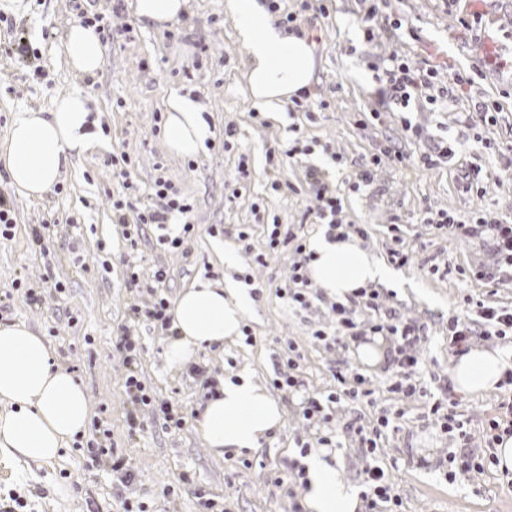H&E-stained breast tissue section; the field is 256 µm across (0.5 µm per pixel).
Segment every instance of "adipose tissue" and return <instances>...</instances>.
I'll return each mask as SVG.
<instances>
[{"label": "adipose tissue", "mask_w": 512, "mask_h": 512, "mask_svg": "<svg viewBox=\"0 0 512 512\" xmlns=\"http://www.w3.org/2000/svg\"><path fill=\"white\" fill-rule=\"evenodd\" d=\"M224 13L234 20L237 39L248 52L246 83L251 98L270 118H277L291 97L313 83L316 59L311 43L276 27L261 0H224ZM67 47L78 72L93 75L102 69L104 50L94 27L71 26ZM165 112L163 133L170 152L194 156L205 150L214 133L199 102L174 91L165 101ZM90 115L86 98L77 93L57 98L49 111L19 113L0 143V166L11 185L28 198H41L62 167L99 147ZM308 249L311 280L328 297L344 300L357 289L398 279L356 235L337 240L321 233L310 240ZM253 305L248 288L228 276L198 279L183 288L170 311L174 334L165 347L169 364L185 365L198 349L238 338ZM511 369V354L474 347L456 357L450 376L456 391L478 395L496 389ZM216 391L196 422L214 455H242L261 447L283 427V405L250 369H241L236 379L220 380ZM0 401L11 406L0 415V447L33 461L57 459L90 422L81 382L53 360L41 336L22 324L0 323ZM328 454L321 448L305 460L306 512H360L358 491L340 480Z\"/></svg>", "instance_id": "obj_1"}]
</instances>
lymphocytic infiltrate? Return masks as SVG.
Returning <instances> with one entry per match:
<instances>
[{"label": "lymphocytic infiltrate", "mask_w": 512, "mask_h": 512, "mask_svg": "<svg viewBox=\"0 0 512 512\" xmlns=\"http://www.w3.org/2000/svg\"><path fill=\"white\" fill-rule=\"evenodd\" d=\"M473 83V77L461 71L443 78L436 69L415 67L396 59L393 60L391 68L385 71V83L378 90L377 99L381 111L384 112L412 105L422 109L455 101L458 94ZM131 166V158L126 154L112 165L113 176L124 179V187L131 196L129 202L116 201L112 204V221L124 225L126 239L131 241L138 237L142 225L145 224L166 226L175 214L182 218L183 233L191 232L192 207L181 198L180 191L172 180L163 175L158 176L150 193L141 194L138 187L128 180ZM307 176L314 188V199L306 209L307 214L313 215L316 223L326 226L338 238H345L350 224L343 215L340 198L330 193L317 170H309ZM422 221L434 225L437 230L455 239L476 241L492 251L497 257L496 264L477 273L478 279L486 285L497 287L512 283V221L507 217L483 210L469 220L445 212L424 215ZM269 247L272 251L291 255L288 276L280 288L281 296L291 306L308 308L310 300L307 291L310 282L303 272L308 257L302 238L290 232L281 235L274 231L270 234ZM461 304L465 309L464 314H455L448 318V339L455 354L466 353L473 336H504L512 333L511 308L490 306L469 294L462 297ZM331 309L336 315L335 321L315 331L314 339L324 348L332 349L348 346L349 342L369 336L385 338L391 347L386 379L395 406L383 409L374 426L350 423L344 431H337L334 424V405H355L373 394L368 380L362 374H349L339 370L334 375L336 390L325 395L307 397L303 417L319 430V447H339L338 437L343 434L354 440L361 455L371 458V465L366 466L360 473L364 487V512H398L402 500L388 483L384 469L374 464L373 459L383 429L403 420L405 406L427 395L425 387L417 379V347L424 338L426 326L417 321L401 319L396 309L387 306L383 296L374 288L359 289L347 303L332 304ZM120 352L126 369L125 393L131 406L127 418L130 432L142 431L145 420L149 417L173 423L177 428L181 427L183 421L174 417L170 401L151 395L140 377L142 346L139 337L130 332L125 333ZM459 407V402L449 393L432 404L431 413L443 432H454L458 435L457 450L450 455V463L464 474L483 471L487 449L493 448L503 436H512V396L499 403L497 413L489 419L483 430V441L479 444L475 443L470 432L465 429Z\"/></svg>", "instance_id": "lymphocytic-infiltrate-1"}]
</instances>
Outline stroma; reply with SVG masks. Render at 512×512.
<instances>
[{"label":"stroma","instance_id":"obj_1","mask_svg":"<svg viewBox=\"0 0 512 512\" xmlns=\"http://www.w3.org/2000/svg\"><path fill=\"white\" fill-rule=\"evenodd\" d=\"M485 2L486 11L475 12L468 0H379L370 42L364 36L361 0H335L330 16L305 32L317 62L311 90L328 107L312 120L294 111L275 122L254 111L245 80L246 49L236 37L234 21L224 14V0H188L181 18L163 29L140 24L133 0H124L120 20L135 31L131 39L104 42V65L93 76L70 67L66 36L79 18L67 0H0V12L23 28L44 68L36 76L0 54V142L17 113L48 111L57 97L70 93L86 96L95 117L108 127L105 147L63 169L61 191H49L39 200L14 194L13 235L0 238V293L10 295L0 320L25 324L46 340L55 361L84 384L93 417L108 421L116 452L137 473L135 482L123 488L108 466L92 464L82 449L66 448L48 463L0 450V498L20 494L27 512H123L127 497L143 501L149 512H201L204 498L225 504L229 512H292L287 485L272 484L270 475L298 459L297 441L314 438L302 418L306 394L335 388L333 372L345 366L364 374L374 394L372 401L337 407L339 423L375 422L391 403L384 371L362 366L351 350H327L313 342L312 331L332 318L329 298L299 310L278 292L289 258L269 251L270 224L279 221L282 229L309 238L319 233V226L301 222L313 197L305 177L311 169L336 190L346 219L364 225L363 247L385 259L400 238L411 250L409 264L398 270L401 285L394 304L403 317L427 328L420 347V383L434 395L451 385L455 356L448 317L457 312L461 296L512 308V286L490 288L474 276L477 268L493 264L491 251L439 234L421 221L428 212L466 219L485 208L512 217V169L502 168V154L512 148V97L501 95L512 86V69L496 65L497 59L512 56V0ZM393 20L402 23L401 39H388L385 33ZM393 55L432 66L444 76L461 70L473 77L471 94L411 115L423 138H463L455 164L424 167L417 160L421 140L405 138L396 116L385 114L359 127L361 115L376 106L373 68L387 66ZM173 89L200 101L217 130L206 153L191 162L171 154L154 130V115L163 111ZM475 94L500 100L503 110L496 124H461L460 115ZM228 125L237 130L229 151L222 136ZM297 134L313 148L298 160L283 162L281 177L288 186L272 191L266 154ZM391 140L411 156V163L372 165L373 155ZM487 141L492 144L488 150L483 147ZM123 152L133 162L130 179L141 190H149L160 164L192 200L195 229L180 250L161 244L155 227L145 226L132 244L121 226L113 224L112 203L127 191L112 176V158ZM333 152L344 156L345 166L333 164ZM243 156L250 179L234 199L230 188ZM361 166L371 167L372 180L351 190V175ZM473 166L486 177L481 198L466 192L460 180L462 170ZM45 220L49 229L41 243H33L32 225ZM242 232L247 241L239 240ZM227 240L235 243L240 274L247 277L256 300L247 321L251 339L200 349L194 363L212 377L246 365L268 385L275 376L271 357L290 340L297 346L298 372L306 384L298 392H277L285 423L245 461L230 454L216 457L207 448L194 418L204 404L201 386L167 363V333L144 324L137 328L144 346L143 379L157 396L178 407L185 423L170 430L149 421L142 432L129 435L125 372L117 351L128 304L147 298L127 287L123 261L140 265L147 283L154 267H165L168 277L161 291L173 302L195 279L222 274L215 246ZM17 278L43 288L40 304L12 291ZM58 282L63 290H55ZM456 444L454 434L441 433L431 421L425 400L411 404L398 429L382 436L379 463L402 497L401 512H512V473L491 466L446 480L448 455Z\"/></svg>","mask_w":512,"mask_h":512}]
</instances>
